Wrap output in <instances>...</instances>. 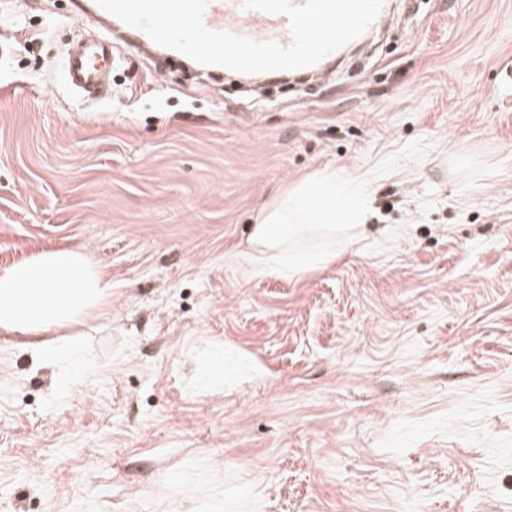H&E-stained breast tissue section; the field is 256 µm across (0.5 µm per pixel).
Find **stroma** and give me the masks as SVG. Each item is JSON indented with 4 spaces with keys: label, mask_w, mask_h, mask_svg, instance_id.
Returning a JSON list of instances; mask_svg holds the SVG:
<instances>
[{
    "label": "stroma",
    "mask_w": 512,
    "mask_h": 512,
    "mask_svg": "<svg viewBox=\"0 0 512 512\" xmlns=\"http://www.w3.org/2000/svg\"><path fill=\"white\" fill-rule=\"evenodd\" d=\"M69 13L0 0V268L83 250L112 306L67 386L0 335V512H512V0H389L257 94L126 50L88 107ZM414 140L349 253L254 274L262 205ZM495 68L497 71V82L494 85L496 100L503 104V112H510L512 109V56L500 59Z\"/></svg>",
    "instance_id": "35a3bbf8"
}]
</instances>
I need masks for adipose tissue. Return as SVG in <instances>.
<instances>
[{
  "instance_id": "1",
  "label": "adipose tissue",
  "mask_w": 512,
  "mask_h": 512,
  "mask_svg": "<svg viewBox=\"0 0 512 512\" xmlns=\"http://www.w3.org/2000/svg\"><path fill=\"white\" fill-rule=\"evenodd\" d=\"M111 303V280L80 250L43 251L0 269V333L24 337L30 357L57 366L67 381L86 369L81 342L44 333H68Z\"/></svg>"
}]
</instances>
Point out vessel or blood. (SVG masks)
<instances>
[{"label": "vessel or blood", "mask_w": 512, "mask_h": 512, "mask_svg": "<svg viewBox=\"0 0 512 512\" xmlns=\"http://www.w3.org/2000/svg\"><path fill=\"white\" fill-rule=\"evenodd\" d=\"M71 17L76 21H92L98 34L73 42L66 50L63 84L79 103L89 105L110 90V76L120 60L112 49L124 43L136 54L156 61H167L171 49L155 43L142 29L127 25L104 10L98 0H71ZM205 26L255 41H273L287 47L292 43L289 21L285 15L247 9L243 0H208L203 15ZM494 94L504 109H512V56L496 65Z\"/></svg>", "instance_id": "b4317fda"}]
</instances>
